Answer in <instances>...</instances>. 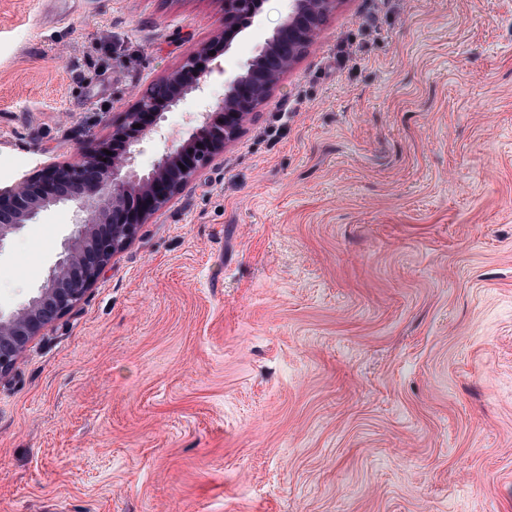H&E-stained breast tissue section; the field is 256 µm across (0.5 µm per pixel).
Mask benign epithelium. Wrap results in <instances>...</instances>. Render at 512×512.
<instances>
[{
	"mask_svg": "<svg viewBox=\"0 0 512 512\" xmlns=\"http://www.w3.org/2000/svg\"><path fill=\"white\" fill-rule=\"evenodd\" d=\"M334 0H288L282 25L259 46L255 56L246 61L226 82L224 98L217 105L206 101L210 72L196 68V57L183 65L161 84L173 95H143L114 127L112 138L132 135L125 149H110L99 143L83 153L77 162L49 165L8 189L0 188V244L10 235L55 203H70L76 219L58 260L50 268L36 296L20 308L0 312V379L13 368L31 339L70 311L96 283L112 256L135 237L139 226L155 209L182 193L197 167L224 152V143L232 140L253 113L252 100L261 94L256 75L266 70L268 80L277 82L288 72L298 55L279 46L283 32L308 44L307 34L316 30ZM224 49H229L240 31L238 10L243 0H225ZM195 93L204 101L195 113L190 136L171 145L142 177L133 168V147L147 135L158 131L161 113ZM201 142L195 158L188 155L195 142ZM107 160V168L97 162ZM185 164L182 177L174 179V166Z\"/></svg>",
	"mask_w": 512,
	"mask_h": 512,
	"instance_id": "benign-epithelium-1",
	"label": "benign epithelium"
}]
</instances>
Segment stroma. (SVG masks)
Returning a JSON list of instances; mask_svg holds the SVG:
<instances>
[{"instance_id": "obj_1", "label": "stroma", "mask_w": 512, "mask_h": 512, "mask_svg": "<svg viewBox=\"0 0 512 512\" xmlns=\"http://www.w3.org/2000/svg\"><path fill=\"white\" fill-rule=\"evenodd\" d=\"M287 6L207 60L212 101ZM223 26V0H0V187L109 140ZM74 222L0 244V311ZM0 512H512V0H340L0 379Z\"/></svg>"}]
</instances>
